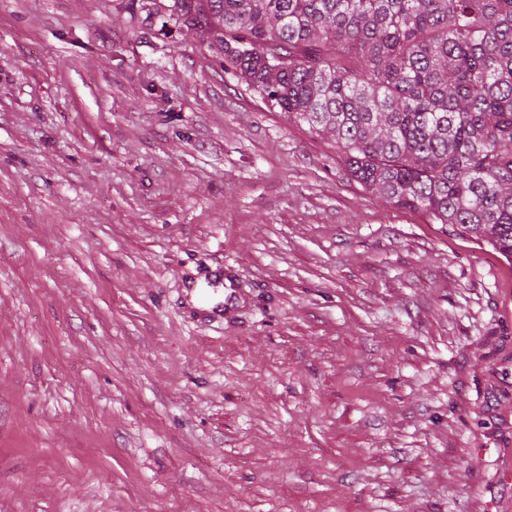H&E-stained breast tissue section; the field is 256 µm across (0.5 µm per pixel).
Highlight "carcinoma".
<instances>
[{"mask_svg":"<svg viewBox=\"0 0 512 512\" xmlns=\"http://www.w3.org/2000/svg\"><path fill=\"white\" fill-rule=\"evenodd\" d=\"M351 174L512 260V0H159Z\"/></svg>","mask_w":512,"mask_h":512,"instance_id":"cac0c4a2","label":"carcinoma"}]
</instances>
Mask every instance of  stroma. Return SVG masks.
Returning a JSON list of instances; mask_svg holds the SVG:
<instances>
[{
  "label": "stroma",
  "mask_w": 512,
  "mask_h": 512,
  "mask_svg": "<svg viewBox=\"0 0 512 512\" xmlns=\"http://www.w3.org/2000/svg\"><path fill=\"white\" fill-rule=\"evenodd\" d=\"M511 463L512 262L206 33L0 0V512H512Z\"/></svg>",
  "instance_id": "stroma-1"
}]
</instances>
